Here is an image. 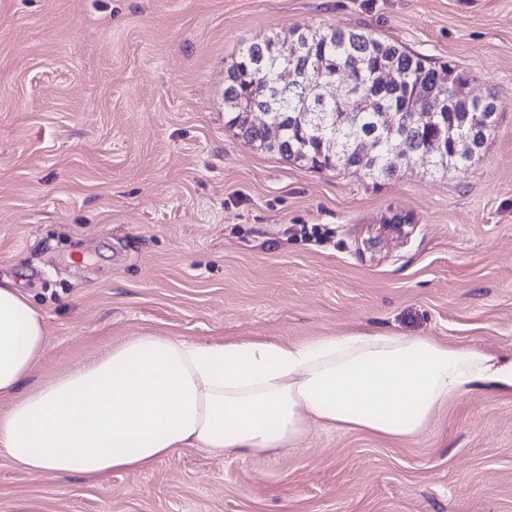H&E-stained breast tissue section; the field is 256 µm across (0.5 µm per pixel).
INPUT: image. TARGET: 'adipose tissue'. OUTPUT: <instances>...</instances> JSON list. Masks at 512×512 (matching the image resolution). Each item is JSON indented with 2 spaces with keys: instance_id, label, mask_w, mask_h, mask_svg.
Returning <instances> with one entry per match:
<instances>
[{
  "instance_id": "ef3b65f1",
  "label": "adipose tissue",
  "mask_w": 512,
  "mask_h": 512,
  "mask_svg": "<svg viewBox=\"0 0 512 512\" xmlns=\"http://www.w3.org/2000/svg\"><path fill=\"white\" fill-rule=\"evenodd\" d=\"M43 314L0 285V451L22 467L98 479L182 448L258 455L311 423L411 442L448 400L512 391V360L426 336L351 331L300 343L202 345L145 334L32 389Z\"/></svg>"
}]
</instances>
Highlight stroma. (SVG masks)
I'll return each instance as SVG.
<instances>
[{
  "label": "stroma",
  "mask_w": 512,
  "mask_h": 512,
  "mask_svg": "<svg viewBox=\"0 0 512 512\" xmlns=\"http://www.w3.org/2000/svg\"><path fill=\"white\" fill-rule=\"evenodd\" d=\"M305 28L468 71L498 101L480 160L375 182L237 138L227 68ZM6 282L46 320L29 389L145 333L359 329L511 360L512 0H0ZM0 512H512V392L450 400L412 442L315 424L297 448H184L97 482L0 451Z\"/></svg>",
  "instance_id": "35a3bbf8"
}]
</instances>
